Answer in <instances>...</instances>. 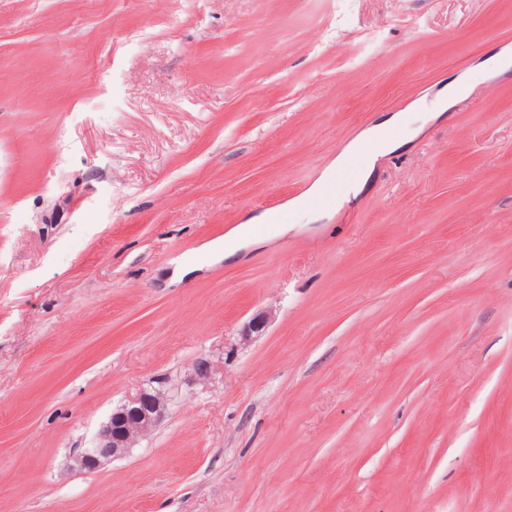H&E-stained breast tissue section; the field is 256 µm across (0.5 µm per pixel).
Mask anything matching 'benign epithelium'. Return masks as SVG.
<instances>
[{
  "instance_id": "1",
  "label": "benign epithelium",
  "mask_w": 512,
  "mask_h": 512,
  "mask_svg": "<svg viewBox=\"0 0 512 512\" xmlns=\"http://www.w3.org/2000/svg\"><path fill=\"white\" fill-rule=\"evenodd\" d=\"M272 310L255 313L244 324L241 341L249 342L263 335ZM167 405L156 391L142 390L113 410L109 419L99 429L93 445L83 449L77 458L79 468L94 470L102 461L124 455L141 438L148 435L164 418Z\"/></svg>"
}]
</instances>
